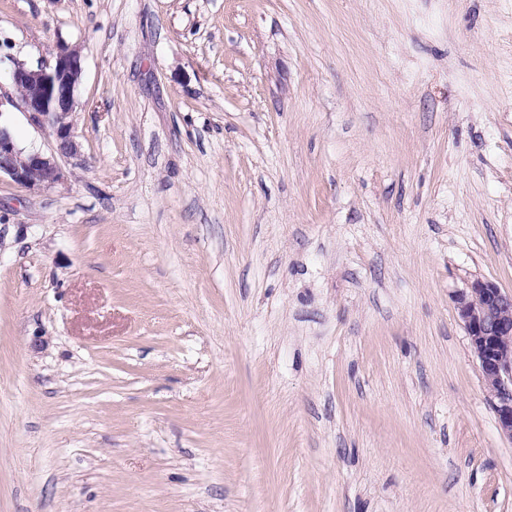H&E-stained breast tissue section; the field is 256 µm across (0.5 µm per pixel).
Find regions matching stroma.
Segmentation results:
<instances>
[{
    "label": "stroma",
    "mask_w": 512,
    "mask_h": 512,
    "mask_svg": "<svg viewBox=\"0 0 512 512\" xmlns=\"http://www.w3.org/2000/svg\"><path fill=\"white\" fill-rule=\"evenodd\" d=\"M63 44L81 154L0 181V512H512L455 304L512 292V0H0V94Z\"/></svg>",
    "instance_id": "obj_1"
}]
</instances>
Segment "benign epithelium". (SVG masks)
<instances>
[{
    "label": "benign epithelium",
    "instance_id": "7a95c632",
    "mask_svg": "<svg viewBox=\"0 0 512 512\" xmlns=\"http://www.w3.org/2000/svg\"><path fill=\"white\" fill-rule=\"evenodd\" d=\"M83 60L77 47H62L52 60L35 65L14 62L11 74L18 99L6 102L28 112L53 136L52 152L19 148L8 128L0 125V178L37 189L65 180L59 163L79 154L72 115L79 107ZM457 316L478 361L483 387L495 413L497 429L512 441V294L494 282L475 279L455 296Z\"/></svg>",
    "mask_w": 512,
    "mask_h": 512
}]
</instances>
